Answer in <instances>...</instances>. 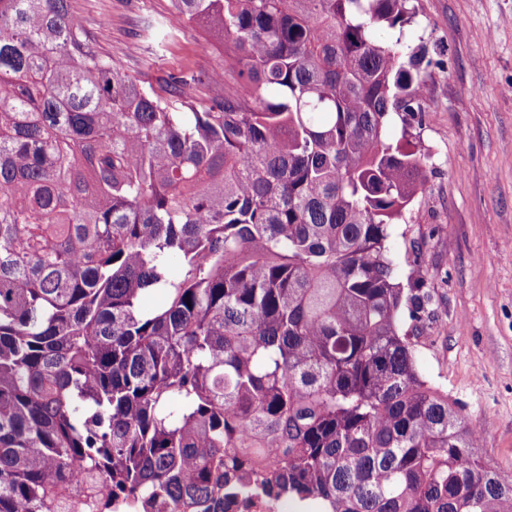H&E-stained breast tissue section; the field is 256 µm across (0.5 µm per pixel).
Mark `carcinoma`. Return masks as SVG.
<instances>
[{
  "instance_id": "1",
  "label": "carcinoma",
  "mask_w": 512,
  "mask_h": 512,
  "mask_svg": "<svg viewBox=\"0 0 512 512\" xmlns=\"http://www.w3.org/2000/svg\"><path fill=\"white\" fill-rule=\"evenodd\" d=\"M413 15L170 0L217 61L154 88L79 0H0V512H512L400 329L423 77L376 32ZM226 512H295L288 499H271L262 494L248 495Z\"/></svg>"
}]
</instances>
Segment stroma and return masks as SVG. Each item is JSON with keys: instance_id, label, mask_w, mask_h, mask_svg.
<instances>
[{"instance_id": "35a3bbf8", "label": "stroma", "mask_w": 512, "mask_h": 512, "mask_svg": "<svg viewBox=\"0 0 512 512\" xmlns=\"http://www.w3.org/2000/svg\"><path fill=\"white\" fill-rule=\"evenodd\" d=\"M414 3L413 23L379 33L427 60L411 132L429 180L390 238L396 281H420L423 297L401 330L426 380L462 405L483 460L512 471V0ZM80 4L99 43L142 85L214 63L194 29L163 43L146 31L169 0Z\"/></svg>"}]
</instances>
